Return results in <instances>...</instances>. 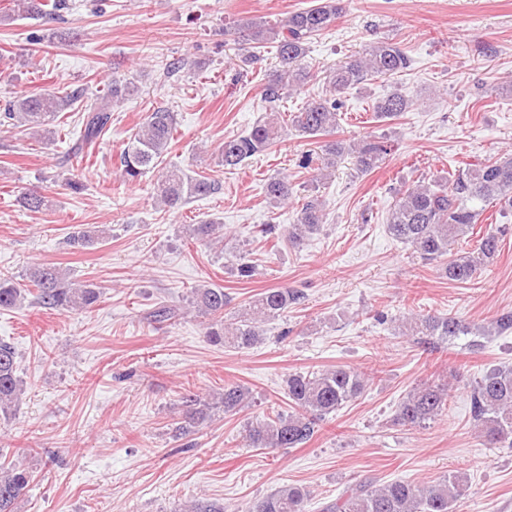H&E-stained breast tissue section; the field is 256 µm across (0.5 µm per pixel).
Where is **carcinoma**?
<instances>
[{
  "label": "carcinoma",
  "mask_w": 512,
  "mask_h": 512,
  "mask_svg": "<svg viewBox=\"0 0 512 512\" xmlns=\"http://www.w3.org/2000/svg\"><path fill=\"white\" fill-rule=\"evenodd\" d=\"M12 16L25 19L61 20L71 9L69 0H11ZM346 0H317V4L293 11L277 24L248 21L237 25L247 32L252 57L270 44L276 48L278 69L262 92L265 116L244 134L224 140L219 155L224 168L235 169L249 158L269 150L288 128L321 141L320 152L305 154L299 167L322 172L335 168L345 157L355 170L368 173L378 169L392 154L393 143L386 137L360 141L329 139L339 128L337 115L342 102L336 95L359 87L374 78L402 74L410 67L405 50L383 38L361 52L351 54L330 69L325 76L330 95L308 98L297 112L285 119L280 111L284 98L308 85L314 73L305 64L311 40L332 26L346 10ZM138 92L129 79H112L105 96L107 103L86 107L80 131L81 140L92 142L112 124L109 103H122ZM84 90L58 93L47 90L36 96L9 101L0 109V126L27 127L42 138L54 137L53 123L59 114L81 101ZM415 106V100L398 90L377 100L374 117L382 122L398 119ZM176 114L165 107L150 112L120 155L121 175L135 181L145 173L162 168L156 195L170 209L212 196L221 190L219 182L202 175H188L177 167H165V156L173 137ZM295 186L287 177H274L264 184L270 203H288ZM480 201L493 204L506 216L512 213V153L486 160L474 168L448 176L444 180L418 182L398 193L386 218L390 235L410 246L424 262H440L448 280L467 282L491 263L499 249L500 230L488 226L475 247L463 254L452 252V245L483 223L484 209L471 206ZM25 209L41 212L48 207L46 196L36 189L22 193ZM324 221L323 203L317 196L305 199L288 229V240L303 244L320 230ZM224 234V225L203 221L192 225L193 238L212 242ZM98 231L81 229L68 238L76 249L95 246ZM28 283L20 284L0 276V309H12L24 302L61 311L89 310L100 292L89 281H69L59 267L50 263L33 265L26 274ZM301 294L291 288H271L261 292L248 306L224 319L231 298L224 289L204 285L191 291L189 304L208 316L206 336L216 344L234 350L248 349L260 340L259 324L282 315L297 304ZM409 330L415 336L449 341L470 333L469 324L454 316L426 314L416 317ZM367 379L355 369L334 368L297 373L288 377L287 395L291 411L277 412L251 425L245 436L251 448H298L310 441L320 422L356 400L365 391ZM24 394V382L18 375V355L10 343L0 341V422H6ZM250 397L239 385L224 386L220 396L189 393L183 397L181 421L176 430L189 432L216 414L243 407ZM475 428L488 448L512 447V368L498 367L476 383L471 395ZM448 406V384L424 383L410 391L400 402L396 423L420 427L440 416ZM34 481V471L13 461H0V512H15L21 497ZM463 479L450 474L439 482L416 486L392 481L380 486L357 483L351 491L326 506V512H453L462 496ZM311 493L302 486H286L248 506L246 512H309ZM178 512H224L217 502L196 500Z\"/></svg>",
  "instance_id": "carcinoma-1"
}]
</instances>
